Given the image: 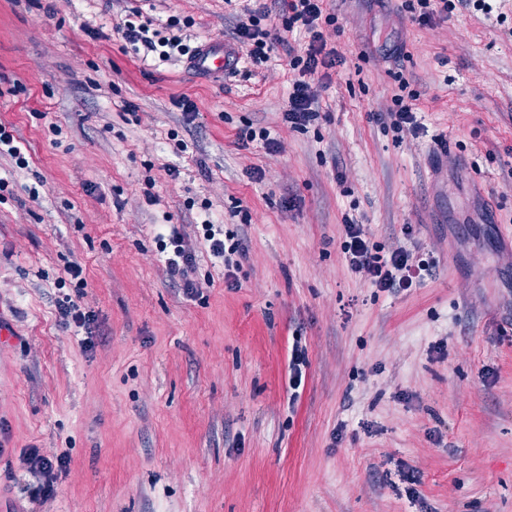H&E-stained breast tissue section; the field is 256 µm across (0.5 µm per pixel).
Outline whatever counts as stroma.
<instances>
[{
    "label": "stroma",
    "instance_id": "1",
    "mask_svg": "<svg viewBox=\"0 0 512 512\" xmlns=\"http://www.w3.org/2000/svg\"><path fill=\"white\" fill-rule=\"evenodd\" d=\"M138 3L0 0V122L29 161L0 157V512H512V0L426 26L333 0L346 63L312 78L303 131L284 112L304 29L202 76L137 58L115 26ZM152 3L192 48L233 42L245 7ZM397 69L419 93L399 134L377 118ZM247 127L279 152L239 146ZM347 216L426 259L422 284L353 273ZM206 221L242 242L234 281ZM174 228L193 294L157 242ZM71 261L88 334L56 309ZM35 452L68 460L48 497Z\"/></svg>",
    "mask_w": 512,
    "mask_h": 512
}]
</instances>
